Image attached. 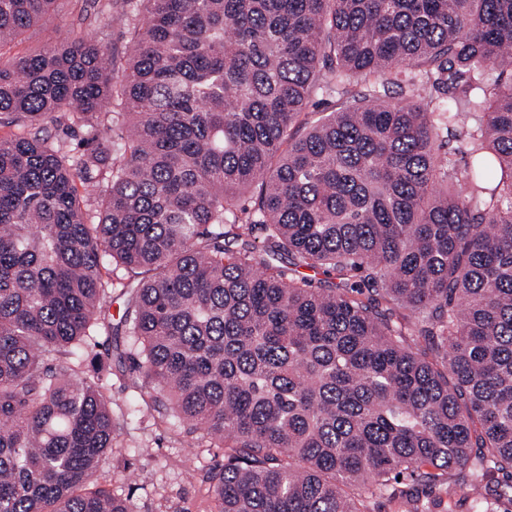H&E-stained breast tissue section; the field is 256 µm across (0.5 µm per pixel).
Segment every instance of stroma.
<instances>
[{"label":"stroma","mask_w":512,"mask_h":512,"mask_svg":"<svg viewBox=\"0 0 512 512\" xmlns=\"http://www.w3.org/2000/svg\"><path fill=\"white\" fill-rule=\"evenodd\" d=\"M86 30L78 20L77 8L69 0H58L51 21L30 30L7 54L24 56L51 36ZM100 341L112 352L107 387L113 412L119 417L137 398L141 380L132 367L137 350L122 327L101 336ZM223 461V449L151 409L124 425L121 437L100 463L97 482L130 497L135 512H216L206 476Z\"/></svg>","instance_id":"obj_1"}]
</instances>
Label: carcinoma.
<instances>
[{
	"instance_id": "1",
	"label": "carcinoma",
	"mask_w": 512,
	"mask_h": 512,
	"mask_svg": "<svg viewBox=\"0 0 512 512\" xmlns=\"http://www.w3.org/2000/svg\"><path fill=\"white\" fill-rule=\"evenodd\" d=\"M56 3L0 0V57ZM103 11L128 57L59 35L0 60V512H134L93 482L121 432L106 364L73 366L109 330L107 266L133 412L227 449L218 512L512 499V0ZM443 507L437 512H471L469 490L464 485H448V493L443 494Z\"/></svg>"
}]
</instances>
